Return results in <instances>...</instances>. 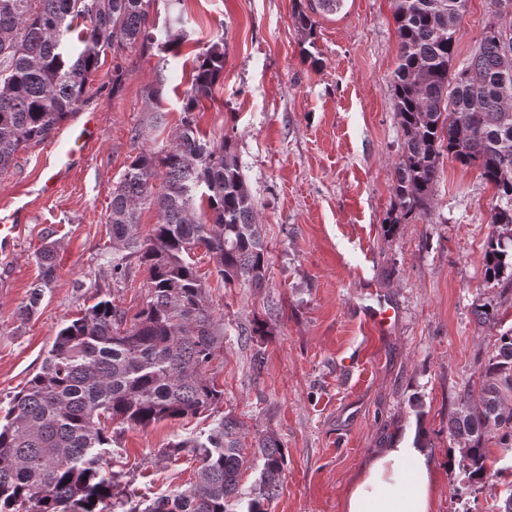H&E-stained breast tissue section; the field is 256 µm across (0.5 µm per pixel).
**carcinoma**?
Instances as JSON below:
<instances>
[{"label":"carcinoma","mask_w":512,"mask_h":512,"mask_svg":"<svg viewBox=\"0 0 512 512\" xmlns=\"http://www.w3.org/2000/svg\"><path fill=\"white\" fill-rule=\"evenodd\" d=\"M399 37L393 76L404 133L395 163L397 208L425 212L447 154L479 166L494 190L485 276L512 285V10L497 8L466 65L451 70L457 27L468 0H392ZM152 0H0V173L18 150L45 141L85 102L106 52L155 44ZM295 23L313 39L316 21L300 5ZM224 39L198 56L184 94L174 143L135 156L112 192L108 217L112 275L147 272L146 301L133 315L101 297L61 324L42 365L11 398L0 419V512H103L112 498L104 473L126 428L194 417L223 399L207 375L221 355L205 284L193 260L202 247L224 284L264 286L268 259L252 197L231 142L201 135L191 114L211 97L224 71ZM163 182L154 184L157 176ZM157 208L158 223L140 232L138 206ZM41 282L34 308L56 277L55 243L37 256ZM512 328L496 339L479 377L448 417L463 442L473 482L487 483L486 444L512 447ZM197 481L157 498L144 512H237L247 465L240 422L222 417L206 442ZM261 471L245 512H267L286 456L272 438L257 443ZM96 502H91V499Z\"/></svg>","instance_id":"cac0c4a2"}]
</instances>
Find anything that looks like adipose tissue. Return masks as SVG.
Masks as SVG:
<instances>
[{
  "mask_svg": "<svg viewBox=\"0 0 512 512\" xmlns=\"http://www.w3.org/2000/svg\"><path fill=\"white\" fill-rule=\"evenodd\" d=\"M438 475L416 435L378 449L350 483L341 512H435Z\"/></svg>",
  "mask_w": 512,
  "mask_h": 512,
  "instance_id": "adipose-tissue-1",
  "label": "adipose tissue"
}]
</instances>
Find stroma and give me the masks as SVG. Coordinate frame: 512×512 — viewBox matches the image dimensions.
Wrapping results in <instances>:
<instances>
[{
	"mask_svg": "<svg viewBox=\"0 0 512 512\" xmlns=\"http://www.w3.org/2000/svg\"><path fill=\"white\" fill-rule=\"evenodd\" d=\"M297 0H183L179 49H134L92 77L85 111L97 116L85 159L53 195L40 191L50 153L41 143L17 153L0 175V211L29 212L15 249L0 254V416L40 371L60 324L112 296L136 312L144 270L127 286L112 279L107 219L112 191L136 155L171 145L184 121L183 96L196 58L216 36L224 72L197 116L213 141L230 139L255 204L269 260L265 285H225L212 259L197 267L224 352L209 369L222 401L185 420L126 429L107 469L116 512H142L154 499L195 482L201 451L171 455L173 443L206 436L226 415L242 425L249 467L239 497L259 476L256 441L270 436L287 464L268 512H340L368 458L414 432L439 472L437 512H497L512 482L498 445L488 444L492 486H466L449 466L457 442L448 416L478 384L498 336L512 327V288L487 280L484 249L494 191L478 166L443 157L427 213L401 217L393 169L403 130L392 86L399 38L392 0H344L317 17L314 60L294 22ZM494 18L491 0H468L456 33V64L477 50ZM157 91L161 120L145 100ZM55 241L56 278L37 306V254ZM385 298L396 320L382 333L357 318ZM500 319L479 324L477 305ZM268 333L254 336L255 320Z\"/></svg>",
	"mask_w": 512,
	"mask_h": 512,
	"instance_id": "stroma-1",
	"label": "stroma"
}]
</instances>
